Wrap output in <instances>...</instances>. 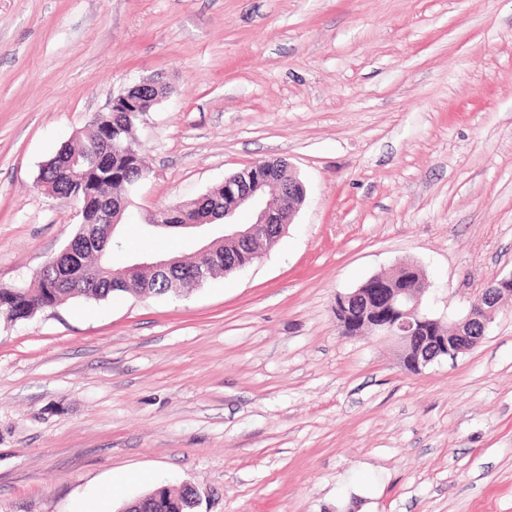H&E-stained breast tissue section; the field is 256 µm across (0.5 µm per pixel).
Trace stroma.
Here are the masks:
<instances>
[{"instance_id":"1","label":"stroma","mask_w":512,"mask_h":512,"mask_svg":"<svg viewBox=\"0 0 512 512\" xmlns=\"http://www.w3.org/2000/svg\"><path fill=\"white\" fill-rule=\"evenodd\" d=\"M152 75L132 251L195 253L148 213L259 160L305 201L188 296L0 320V512H512V302L419 373L334 315L405 261L445 324L512 273V0H0V287L79 222L41 165ZM155 488L154 490L135 499L131 502L123 504L121 510H139L137 505H141L142 511L149 512H189L191 511L189 493L186 489L178 493L172 492L164 486Z\"/></svg>"}]
</instances>
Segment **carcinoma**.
Returning <instances> with one entry per match:
<instances>
[{"label": "carcinoma", "instance_id": "cac0c4a2", "mask_svg": "<svg viewBox=\"0 0 512 512\" xmlns=\"http://www.w3.org/2000/svg\"><path fill=\"white\" fill-rule=\"evenodd\" d=\"M138 113L125 112L120 108L113 112H102L95 116L92 130L85 138L74 144L61 147L39 170V180L50 183L55 191L75 198L81 205V219L92 222L98 213L113 209V213L124 211V203L129 196L131 185L148 176L136 142L134 128ZM112 143V158L109 172L101 166L81 169V181L73 180L64 164L66 157L85 154L98 149L104 143ZM274 171V181L267 186V194L276 198V206L286 203L280 193V186L293 184L297 178L283 164L261 162V165L249 168L251 178H264V169ZM77 235L67 240L60 257H51L38 272L40 280H32L25 285L12 288H0V318L10 322H21L37 312L55 308L78 299L108 301L126 296L151 294L153 296H178L194 290L191 279L193 258L185 259L186 268L181 274L168 278L152 272L126 278L112 266V253H128L125 239L115 237L110 240L106 253L99 256L76 245ZM249 250L231 242H221L214 248L217 261L212 265V274L224 271V259L242 260ZM391 281H406L415 288L424 279V270L416 264L409 269L386 276ZM144 512H191L189 493L182 490L172 492L164 487L154 489L138 499L123 504L126 512L136 509Z\"/></svg>", "mask_w": 512, "mask_h": 512}]
</instances>
